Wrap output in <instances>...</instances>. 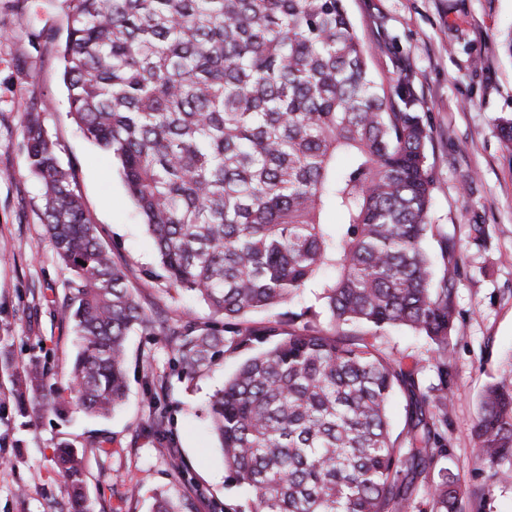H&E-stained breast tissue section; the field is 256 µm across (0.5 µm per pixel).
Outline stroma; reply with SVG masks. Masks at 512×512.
Returning a JSON list of instances; mask_svg holds the SVG:
<instances>
[{
    "label": "stroma",
    "instance_id": "35a3bbf8",
    "mask_svg": "<svg viewBox=\"0 0 512 512\" xmlns=\"http://www.w3.org/2000/svg\"><path fill=\"white\" fill-rule=\"evenodd\" d=\"M347 8L359 34L382 44L370 62L374 74L412 77L417 109L431 129V220L454 235L462 255L446 460L466 486L458 512H512V484L491 478L472 433L485 385L512 356V152L497 130L498 117L512 115V57L503 49L512 0H347ZM67 13L68 0H0V512H67L53 462L63 442L84 451L91 512H152L161 493L183 501L186 512H224L225 500L253 493L226 485L205 410L240 355L189 382L169 369L171 345L140 327L126 342L128 395L119 412L101 419L73 407L63 421L50 410L16 408L13 381L33 356H52L56 388L66 398L75 355L67 273L41 220L40 184L27 160L33 102H49L41 120L56 154L147 314L172 323L203 322L209 314L196 297L146 277L157 255L143 218L111 156L68 114L55 45L39 36L64 32ZM476 224L484 225L483 238H476ZM158 400L168 407L161 436L148 427Z\"/></svg>",
    "mask_w": 512,
    "mask_h": 512
}]
</instances>
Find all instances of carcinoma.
<instances>
[{
	"mask_svg": "<svg viewBox=\"0 0 512 512\" xmlns=\"http://www.w3.org/2000/svg\"><path fill=\"white\" fill-rule=\"evenodd\" d=\"M377 49L345 0H69L68 114L120 164L159 256L146 276L202 300L205 322L147 316L41 108L27 120L42 221L68 271L77 408L107 417L122 404L126 336L139 325L173 345L170 369L188 381L247 354L206 410L226 485L254 493L224 512H410L422 486L430 512H458L461 479L442 462L462 258L431 222L430 132L411 81H378ZM307 288L321 309L295 303ZM258 312L277 319L251 321ZM400 327L426 340L438 384L378 344ZM54 375L49 355L32 358L19 410L67 415ZM473 438L511 484L512 363L484 389ZM83 460L55 450L71 512H88Z\"/></svg>",
	"mask_w": 512,
	"mask_h": 512,
	"instance_id": "1",
	"label": "carcinoma"
}]
</instances>
